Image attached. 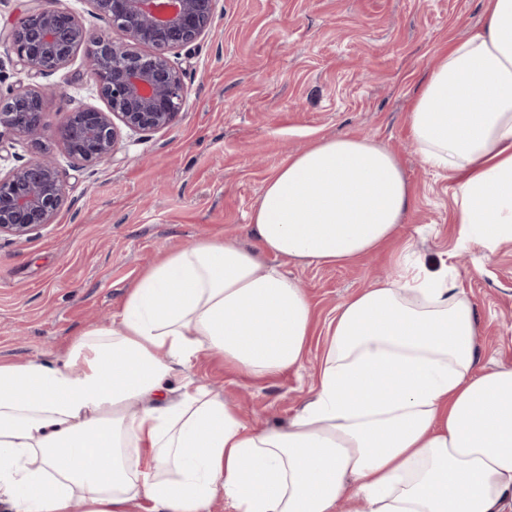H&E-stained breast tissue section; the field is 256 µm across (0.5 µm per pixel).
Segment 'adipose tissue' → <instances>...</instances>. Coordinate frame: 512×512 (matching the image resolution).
<instances>
[{
    "instance_id": "adipose-tissue-1",
    "label": "adipose tissue",
    "mask_w": 512,
    "mask_h": 512,
    "mask_svg": "<svg viewBox=\"0 0 512 512\" xmlns=\"http://www.w3.org/2000/svg\"><path fill=\"white\" fill-rule=\"evenodd\" d=\"M409 133L455 187L457 245L512 244V0L453 41ZM413 189L388 146L345 135L292 155L251 214L256 249L208 237L166 254L106 327L53 362L0 360L6 512H512V366L478 363L474 305L448 264L404 266L337 309L313 398L254 427L190 370L298 367L311 302L278 266L336 267L391 239ZM176 396L164 393L174 376Z\"/></svg>"
}]
</instances>
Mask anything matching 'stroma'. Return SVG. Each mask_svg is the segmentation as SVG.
<instances>
[{
  "mask_svg": "<svg viewBox=\"0 0 512 512\" xmlns=\"http://www.w3.org/2000/svg\"><path fill=\"white\" fill-rule=\"evenodd\" d=\"M42 0H0V92L36 83L49 122L102 107L85 51L30 78L7 38ZM484 0H218L211 32L170 58L187 98L168 128L124 138L108 162L66 159L67 200L52 224L0 239V360H54L72 336L109 320L127 288L165 252L203 237L256 248L250 213L288 155L323 138L361 135L401 158L415 201L397 237L344 266L281 269L305 288L314 329L300 368L248 379L204 358L193 377L254 426L285 425L312 394L337 307L394 274L403 251L447 259L479 323L480 364L512 365V245L457 252L455 178L428 166L408 128L413 101L448 43L482 24Z\"/></svg>",
  "mask_w": 512,
  "mask_h": 512,
  "instance_id": "35a3bbf8",
  "label": "stroma"
}]
</instances>
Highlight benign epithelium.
Masks as SVG:
<instances>
[{
  "instance_id": "benign-epithelium-1",
  "label": "benign epithelium",
  "mask_w": 512,
  "mask_h": 512,
  "mask_svg": "<svg viewBox=\"0 0 512 512\" xmlns=\"http://www.w3.org/2000/svg\"><path fill=\"white\" fill-rule=\"evenodd\" d=\"M108 22L90 35L79 16L55 0L21 17L9 34L17 60L29 75L67 67L92 43L87 63L107 110L60 113L55 136L73 161L95 165L119 150L122 130L132 134L168 128L187 97L185 72L169 53L211 31L217 0H86ZM24 136L41 152L49 129L44 94L35 86L0 93V130ZM66 202L58 162L39 155L0 175V237L22 238L53 223Z\"/></svg>"
}]
</instances>
